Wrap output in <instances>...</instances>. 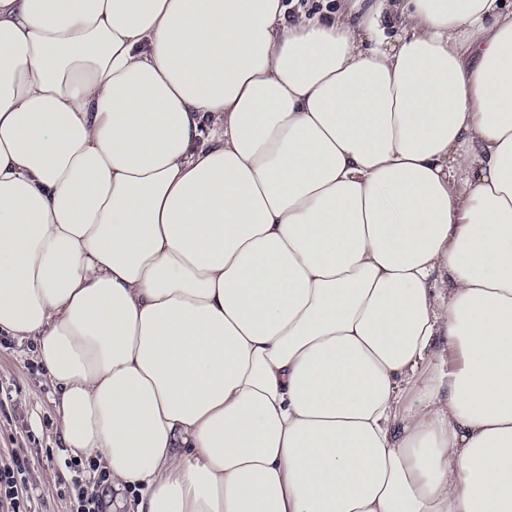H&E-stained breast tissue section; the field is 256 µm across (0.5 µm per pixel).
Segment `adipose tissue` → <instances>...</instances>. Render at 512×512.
<instances>
[{"mask_svg": "<svg viewBox=\"0 0 512 512\" xmlns=\"http://www.w3.org/2000/svg\"><path fill=\"white\" fill-rule=\"evenodd\" d=\"M0 333L133 512H512V9L0 0Z\"/></svg>", "mask_w": 512, "mask_h": 512, "instance_id": "adipose-tissue-1", "label": "adipose tissue"}]
</instances>
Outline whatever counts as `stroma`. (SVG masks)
I'll return each instance as SVG.
<instances>
[{
    "instance_id": "obj_1",
    "label": "stroma",
    "mask_w": 512,
    "mask_h": 512,
    "mask_svg": "<svg viewBox=\"0 0 512 512\" xmlns=\"http://www.w3.org/2000/svg\"><path fill=\"white\" fill-rule=\"evenodd\" d=\"M31 340L0 335V460L29 461L31 512H72L58 493L71 473L62 453L54 390L44 378Z\"/></svg>"
}]
</instances>
